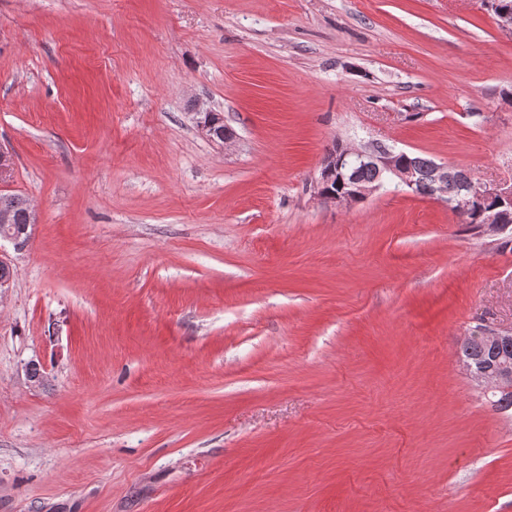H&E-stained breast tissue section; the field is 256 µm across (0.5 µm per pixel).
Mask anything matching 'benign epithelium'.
Here are the masks:
<instances>
[{"instance_id": "benign-epithelium-1", "label": "benign epithelium", "mask_w": 512, "mask_h": 512, "mask_svg": "<svg viewBox=\"0 0 512 512\" xmlns=\"http://www.w3.org/2000/svg\"><path fill=\"white\" fill-rule=\"evenodd\" d=\"M193 120L197 131L203 137L216 140V123L211 121L213 111L205 104L197 101L193 104ZM398 152L385 145L347 149L339 158L338 164L345 165V171H350L349 163L357 162L369 164L382 171L388 180L396 185L411 189L416 182V172L408 165L396 162ZM431 181V195L444 193L448 187H455L457 194L453 200L456 208L466 209L476 198L495 197L503 201H512V183L486 184L474 179L469 173L448 163H436L428 166ZM330 174V169L322 168L318 178L312 182L314 194L319 200L329 202L336 206L352 204L363 200L373 192L379 190L377 183L364 184L352 180V189L343 196L326 197L322 192V182ZM485 345V354L480 357L461 358L462 366L472 380L480 387L498 391H512V359L499 354L502 346L512 342V332L502 330H489L480 333Z\"/></svg>"}]
</instances>
